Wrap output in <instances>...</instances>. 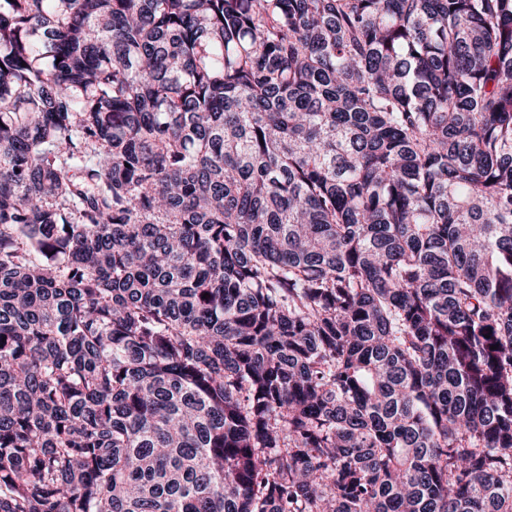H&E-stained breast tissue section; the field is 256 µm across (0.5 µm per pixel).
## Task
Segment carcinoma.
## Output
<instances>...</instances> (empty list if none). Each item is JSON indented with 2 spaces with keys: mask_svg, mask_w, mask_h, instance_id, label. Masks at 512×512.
<instances>
[{
  "mask_svg": "<svg viewBox=\"0 0 512 512\" xmlns=\"http://www.w3.org/2000/svg\"><path fill=\"white\" fill-rule=\"evenodd\" d=\"M0 512H512V0H0Z\"/></svg>",
  "mask_w": 512,
  "mask_h": 512,
  "instance_id": "obj_1",
  "label": "carcinoma"
}]
</instances>
